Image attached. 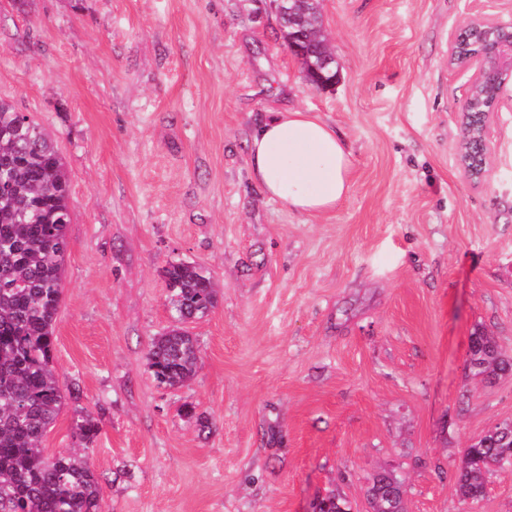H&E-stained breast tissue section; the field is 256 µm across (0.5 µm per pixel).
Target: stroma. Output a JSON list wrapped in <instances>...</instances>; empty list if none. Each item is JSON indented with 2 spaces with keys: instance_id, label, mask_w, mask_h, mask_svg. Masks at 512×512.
<instances>
[{
  "instance_id": "obj_1",
  "label": "stroma",
  "mask_w": 512,
  "mask_h": 512,
  "mask_svg": "<svg viewBox=\"0 0 512 512\" xmlns=\"http://www.w3.org/2000/svg\"><path fill=\"white\" fill-rule=\"evenodd\" d=\"M339 70L309 85L271 0H0V98L50 133L71 223L43 446L91 413L102 512H368L373 477L405 512H512V471L470 505L468 442L512 421V372L468 371L480 328L512 354V76L490 116L492 173L461 165L469 19L512 0H321ZM297 109L351 152L348 196L307 215L253 183L247 140ZM195 262L217 304L187 325L195 377L157 385L175 324L162 270ZM195 406V417L182 405Z\"/></svg>"
}]
</instances>
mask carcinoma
<instances>
[{"label": "carcinoma", "instance_id": "1", "mask_svg": "<svg viewBox=\"0 0 512 512\" xmlns=\"http://www.w3.org/2000/svg\"><path fill=\"white\" fill-rule=\"evenodd\" d=\"M309 67L331 51L320 12L305 27ZM492 88L474 91L467 112L485 109ZM69 179L51 136L15 106L0 99V512H101V487L89 457L76 451L46 453L42 438L59 416L64 394L53 367L55 322L69 248ZM177 317H201L217 302L206 270L192 262L163 269ZM468 368L486 380L512 371V356L480 329L469 336ZM195 339L177 327L157 337L149 352L156 382L181 387L196 374ZM100 431L96 418L81 414L73 436L83 450ZM512 444L503 426L471 449L455 473L463 499L486 494V476L501 466ZM403 482L394 476L373 487L374 512H404Z\"/></svg>", "mask_w": 512, "mask_h": 512}]
</instances>
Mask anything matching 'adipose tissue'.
I'll list each match as a JSON object with an SVG mask.
<instances>
[{
	"instance_id": "adipose-tissue-1",
	"label": "adipose tissue",
	"mask_w": 512,
	"mask_h": 512,
	"mask_svg": "<svg viewBox=\"0 0 512 512\" xmlns=\"http://www.w3.org/2000/svg\"><path fill=\"white\" fill-rule=\"evenodd\" d=\"M248 164L266 197L298 212L334 210L350 191L346 144L309 112L271 113L249 137Z\"/></svg>"
}]
</instances>
